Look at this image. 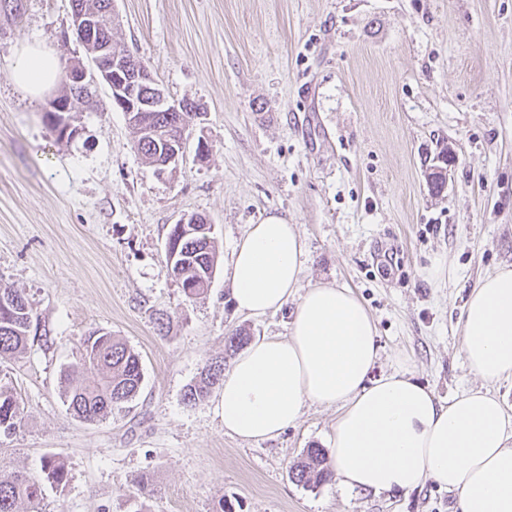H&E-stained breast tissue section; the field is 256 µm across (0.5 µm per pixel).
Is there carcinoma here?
I'll use <instances>...</instances> for the list:
<instances>
[{
    "label": "carcinoma",
    "instance_id": "carcinoma-1",
    "mask_svg": "<svg viewBox=\"0 0 512 512\" xmlns=\"http://www.w3.org/2000/svg\"><path fill=\"white\" fill-rule=\"evenodd\" d=\"M81 7L96 11L103 27H108L112 0H75ZM155 134H136L135 148L152 165L167 142L186 135L188 127L169 126L165 113L149 112ZM167 245L175 251L170 271L182 286L188 287L186 297L197 298L208 291L216 266V246L212 234L193 231L190 224L172 225ZM33 319L31 303L26 295L0 284V358L14 357L26 349ZM251 337L239 330L225 338L224 355L207 361L199 377L186 386L183 400L193 405L220 387L224 378L225 360L241 350ZM83 353L74 370L84 375L83 382L73 385L70 373L64 374L67 383L65 398L68 410L84 421L103 420L112 409L133 401L143 383L139 354L122 339L109 331L95 330L82 343ZM22 422V412L12 391L0 387V432L10 433ZM44 480L52 486L67 481L68 470L59 456L45 458L42 465ZM291 475L303 485H317L331 477V471L321 450L312 448L297 462ZM42 496L41 484L19 471L0 473V512H19L27 504L36 508Z\"/></svg>",
    "mask_w": 512,
    "mask_h": 512
}]
</instances>
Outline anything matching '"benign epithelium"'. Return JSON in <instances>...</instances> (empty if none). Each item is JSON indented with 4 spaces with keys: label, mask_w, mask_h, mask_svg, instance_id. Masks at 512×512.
<instances>
[{
    "label": "benign epithelium",
    "mask_w": 512,
    "mask_h": 512,
    "mask_svg": "<svg viewBox=\"0 0 512 512\" xmlns=\"http://www.w3.org/2000/svg\"><path fill=\"white\" fill-rule=\"evenodd\" d=\"M72 27L88 48V62L77 60L67 68L65 82L70 92L66 97L52 99L53 122L63 130V137L77 133L70 113L80 111L82 99L78 95H86L98 81L109 87L113 107L124 112L127 121L133 124L139 120V112H167L178 122L184 118L185 102L170 100L148 69L114 49L96 12L85 8L74 10ZM184 152L185 143L169 144L158 162L161 174L176 168Z\"/></svg>",
    "instance_id": "benign-epithelium-1"
}]
</instances>
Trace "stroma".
<instances>
[{"label": "stroma", "instance_id": "stroma-1", "mask_svg": "<svg viewBox=\"0 0 512 512\" xmlns=\"http://www.w3.org/2000/svg\"><path fill=\"white\" fill-rule=\"evenodd\" d=\"M18 3L0 9V282L25 293L40 334L0 359V385L23 408L21 427L0 433V467L39 479L46 456L64 458L68 480L45 486L40 512H215L224 500L235 512H459L432 484L376 494L295 482L307 449L329 450L336 408L307 407L278 438L244 442L225 434L219 393L193 406L183 393L232 331L288 333L292 306L245 316L227 282L236 243L270 213L303 238L306 280L364 302L377 371L406 358L443 402L478 386L463 304L512 265V0H114L113 44L193 105L186 153L161 178L106 85L69 139L47 113L59 87L33 101L14 86L23 39L64 67L85 56L72 0ZM443 150L437 194L428 173ZM191 214L209 219L218 250L194 300L165 259L172 224ZM95 329L139 354L144 381L111 417L85 422L61 375Z\"/></svg>", "mask_w": 512, "mask_h": 512}]
</instances>
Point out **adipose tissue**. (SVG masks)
I'll return each instance as SVG.
<instances>
[{"instance_id":"obj_1","label":"adipose tissue","mask_w":512,"mask_h":512,"mask_svg":"<svg viewBox=\"0 0 512 512\" xmlns=\"http://www.w3.org/2000/svg\"><path fill=\"white\" fill-rule=\"evenodd\" d=\"M60 76L57 58L23 44L13 83L37 97ZM306 246L277 214L249 225L227 271L235 309L259 318L293 305L285 337L251 341L224 374V431L277 438L305 407H337L331 467L342 489L410 493L426 483L456 494L460 512H512V415L488 386L512 376V266L480 279L465 302L463 353L482 386L441 403L397 365L379 377L377 327L338 285L303 281Z\"/></svg>"}]
</instances>
